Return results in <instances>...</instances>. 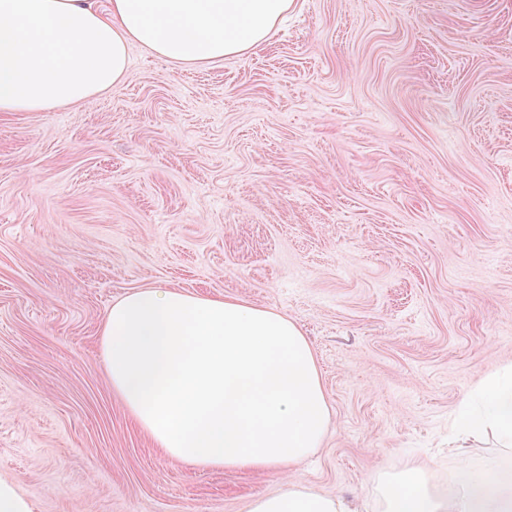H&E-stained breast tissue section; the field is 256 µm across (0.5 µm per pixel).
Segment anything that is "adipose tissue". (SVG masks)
I'll use <instances>...</instances> for the list:
<instances>
[{"label": "adipose tissue", "mask_w": 512, "mask_h": 512, "mask_svg": "<svg viewBox=\"0 0 512 512\" xmlns=\"http://www.w3.org/2000/svg\"><path fill=\"white\" fill-rule=\"evenodd\" d=\"M292 0H0V112H46L90 100L126 76L137 44L203 66L257 49ZM112 390L163 453L194 468H295L327 431L313 349L288 316L244 301L142 288L100 327ZM482 404L451 422L458 448L495 434L512 447V366L485 378ZM428 466L381 475L384 512H512V466L457 469L440 491ZM249 512H344L297 481Z\"/></svg>", "instance_id": "adipose-tissue-1"}]
</instances>
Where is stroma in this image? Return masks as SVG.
<instances>
[{
    "instance_id": "obj_1",
    "label": "stroma",
    "mask_w": 512,
    "mask_h": 512,
    "mask_svg": "<svg viewBox=\"0 0 512 512\" xmlns=\"http://www.w3.org/2000/svg\"><path fill=\"white\" fill-rule=\"evenodd\" d=\"M145 287L232 297L311 343L327 433L294 477L383 512L371 477L458 452L448 419L512 365V0H300L204 66L0 112V483L30 512H247L278 473L163 455L100 324Z\"/></svg>"
}]
</instances>
